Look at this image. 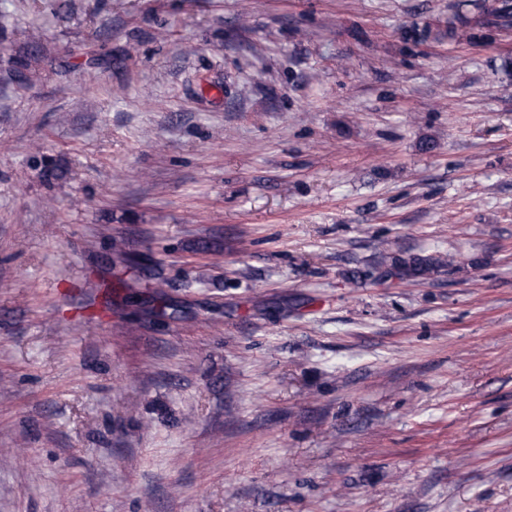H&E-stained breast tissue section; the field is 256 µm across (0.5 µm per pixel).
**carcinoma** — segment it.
Here are the masks:
<instances>
[{
    "label": "carcinoma",
    "mask_w": 512,
    "mask_h": 512,
    "mask_svg": "<svg viewBox=\"0 0 512 512\" xmlns=\"http://www.w3.org/2000/svg\"><path fill=\"white\" fill-rule=\"evenodd\" d=\"M512 27V0H495L488 6L486 0H448L446 36L450 43L463 41L479 44L498 28ZM454 256L438 253L433 256L404 257L397 254L383 255L372 270L364 276L397 278L424 277L442 268H453Z\"/></svg>",
    "instance_id": "1"
}]
</instances>
